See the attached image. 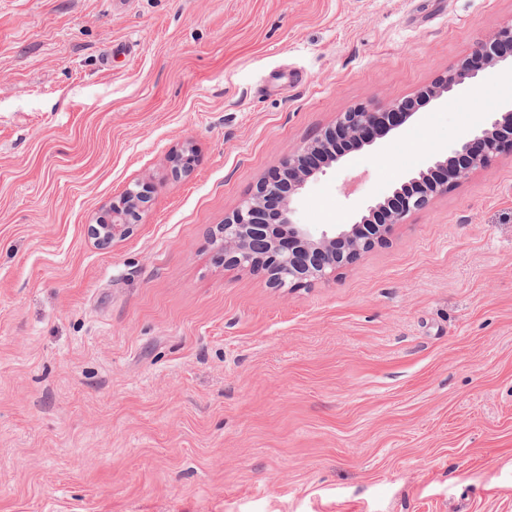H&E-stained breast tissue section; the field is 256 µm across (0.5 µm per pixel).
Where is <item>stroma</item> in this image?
<instances>
[{"label":"stroma","instance_id":"1","mask_svg":"<svg viewBox=\"0 0 512 512\" xmlns=\"http://www.w3.org/2000/svg\"><path fill=\"white\" fill-rule=\"evenodd\" d=\"M511 23L512 0H0V512H512L511 152L328 281L274 288L210 242L340 113ZM511 72L345 154L298 222L425 169ZM137 182L140 224L99 248Z\"/></svg>","mask_w":512,"mask_h":512}]
</instances>
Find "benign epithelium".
<instances>
[{
	"label": "benign epithelium",
	"mask_w": 512,
	"mask_h": 512,
	"mask_svg": "<svg viewBox=\"0 0 512 512\" xmlns=\"http://www.w3.org/2000/svg\"><path fill=\"white\" fill-rule=\"evenodd\" d=\"M512 61V23L476 43L456 72L421 91L425 105L452 93L464 79L478 78L502 62ZM403 101L389 107L363 106L342 113L336 124L310 138L288 155L278 174L256 185L241 205L220 225L213 244L224 263L268 278L276 287L299 288L327 280L362 254L385 243L393 228L421 210L448 181L467 178L488 167L506 145L512 147V104L470 130L456 145L433 157L427 170L399 183L362 210L351 224H336L319 232L297 222L294 201L307 183L326 173L343 153L337 145L351 140L357 148L371 146L415 114ZM194 147L187 143L172 156L176 167L187 170ZM147 188H126L109 207L104 224L90 225L91 235L108 244L131 235L141 221Z\"/></svg>",
	"instance_id": "benign-epithelium-1"
}]
</instances>
